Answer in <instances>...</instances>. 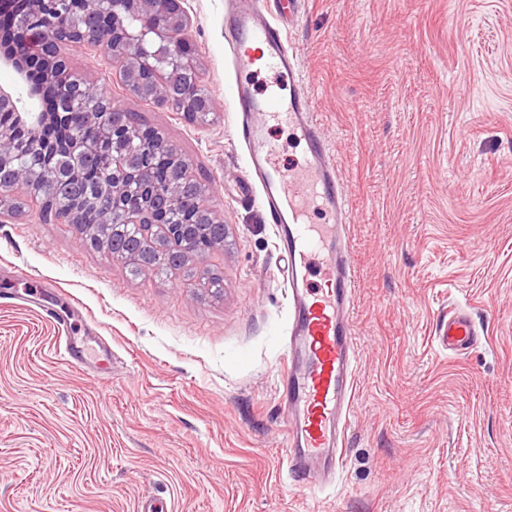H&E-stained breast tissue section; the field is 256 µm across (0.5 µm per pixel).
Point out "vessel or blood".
Segmentation results:
<instances>
[{"instance_id": "vessel-or-blood-1", "label": "vessel or blood", "mask_w": 512, "mask_h": 512, "mask_svg": "<svg viewBox=\"0 0 512 512\" xmlns=\"http://www.w3.org/2000/svg\"><path fill=\"white\" fill-rule=\"evenodd\" d=\"M300 2L272 0L275 11L268 15L256 0H227V7L231 40L239 49L238 67L253 68L256 58L242 50L251 43L265 66L279 70L293 84L285 99L275 94L257 97L244 82L236 83L232 93L241 114L239 134L250 147V167L286 260L291 326L280 386L286 393L287 476L304 482L313 464L332 472L343 466L357 350L349 317L355 270L347 246L346 198L314 119L309 92L299 78L298 59L288 49L290 8ZM272 120L287 123L306 147L302 162L286 171L264 135ZM314 209L325 212L327 223L309 222ZM318 265L325 272L321 288L313 282ZM436 335L439 347L456 356L469 354L479 342L472 317L461 310L444 315Z\"/></svg>"}]
</instances>
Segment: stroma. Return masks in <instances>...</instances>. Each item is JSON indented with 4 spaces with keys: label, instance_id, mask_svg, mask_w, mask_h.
<instances>
[{
    "label": "stroma",
    "instance_id": "1",
    "mask_svg": "<svg viewBox=\"0 0 512 512\" xmlns=\"http://www.w3.org/2000/svg\"><path fill=\"white\" fill-rule=\"evenodd\" d=\"M182 5L208 124L130 95L102 56L61 53L190 161L224 245L135 275L39 223L25 189L0 200V512H139L148 496L173 512H512V0H306L288 30L356 275L344 466L307 486L285 475L276 392L285 262L239 196L252 175L229 91L288 81L236 70L225 0ZM453 305L480 331L463 360L434 336ZM55 312L82 363L56 356Z\"/></svg>",
    "mask_w": 512,
    "mask_h": 512
}]
</instances>
